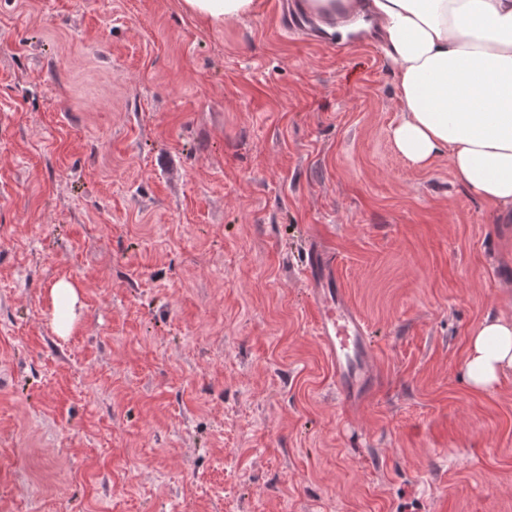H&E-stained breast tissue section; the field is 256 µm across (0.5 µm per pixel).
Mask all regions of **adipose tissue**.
I'll use <instances>...</instances> for the list:
<instances>
[{
  "instance_id": "ef3b65f1",
  "label": "adipose tissue",
  "mask_w": 512,
  "mask_h": 512,
  "mask_svg": "<svg viewBox=\"0 0 512 512\" xmlns=\"http://www.w3.org/2000/svg\"><path fill=\"white\" fill-rule=\"evenodd\" d=\"M211 25L254 0H182ZM396 66L397 150L425 167L447 156L457 179L512 222V0H367ZM470 384L494 390L512 370V318H486L466 359Z\"/></svg>"
}]
</instances>
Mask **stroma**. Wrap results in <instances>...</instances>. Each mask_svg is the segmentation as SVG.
<instances>
[{
  "instance_id": "35a3bbf8",
  "label": "stroma",
  "mask_w": 512,
  "mask_h": 512,
  "mask_svg": "<svg viewBox=\"0 0 512 512\" xmlns=\"http://www.w3.org/2000/svg\"><path fill=\"white\" fill-rule=\"evenodd\" d=\"M304 15L0 0V512H512V373L465 376L512 315L499 217L396 149L377 37ZM313 244L375 352L357 411ZM304 271L313 285L316 337L331 365L336 392L346 407L358 408L370 399L377 381L365 323L340 288L333 254L312 246ZM472 336L466 359L469 382L479 391H492L512 370V318L487 317Z\"/></svg>"
}]
</instances>
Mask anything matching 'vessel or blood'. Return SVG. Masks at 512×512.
Segmentation results:
<instances>
[{
    "label": "vessel or blood",
    "mask_w": 512,
    "mask_h": 512,
    "mask_svg": "<svg viewBox=\"0 0 512 512\" xmlns=\"http://www.w3.org/2000/svg\"><path fill=\"white\" fill-rule=\"evenodd\" d=\"M304 271L313 285L316 335L331 365L336 392L346 407H360L370 399L377 381L365 323L339 285L333 254L311 247Z\"/></svg>",
    "instance_id": "b4317fda"
}]
</instances>
